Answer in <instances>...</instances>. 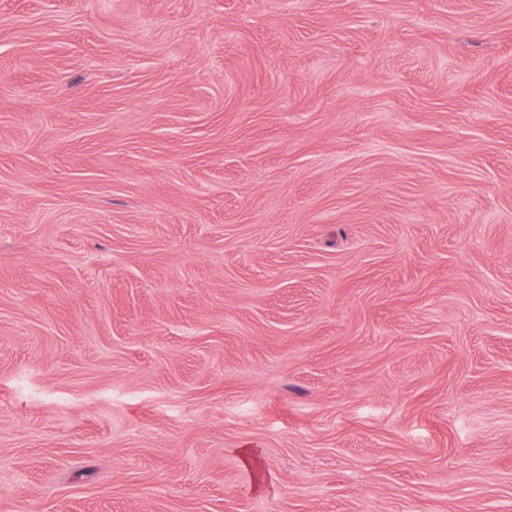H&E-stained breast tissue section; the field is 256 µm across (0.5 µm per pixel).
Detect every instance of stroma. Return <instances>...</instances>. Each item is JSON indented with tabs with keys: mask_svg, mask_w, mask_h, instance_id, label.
I'll use <instances>...</instances> for the list:
<instances>
[{
	"mask_svg": "<svg viewBox=\"0 0 512 512\" xmlns=\"http://www.w3.org/2000/svg\"><path fill=\"white\" fill-rule=\"evenodd\" d=\"M0 512H512V0H0Z\"/></svg>",
	"mask_w": 512,
	"mask_h": 512,
	"instance_id": "1",
	"label": "stroma"
}]
</instances>
